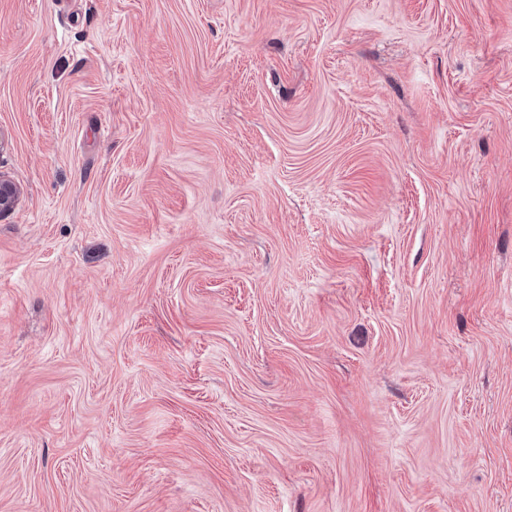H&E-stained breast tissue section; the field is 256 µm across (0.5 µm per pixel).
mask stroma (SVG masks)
I'll use <instances>...</instances> for the list:
<instances>
[{
    "instance_id": "obj_1",
    "label": "stroma",
    "mask_w": 512,
    "mask_h": 512,
    "mask_svg": "<svg viewBox=\"0 0 512 512\" xmlns=\"http://www.w3.org/2000/svg\"><path fill=\"white\" fill-rule=\"evenodd\" d=\"M0 512H512V0H0Z\"/></svg>"
}]
</instances>
